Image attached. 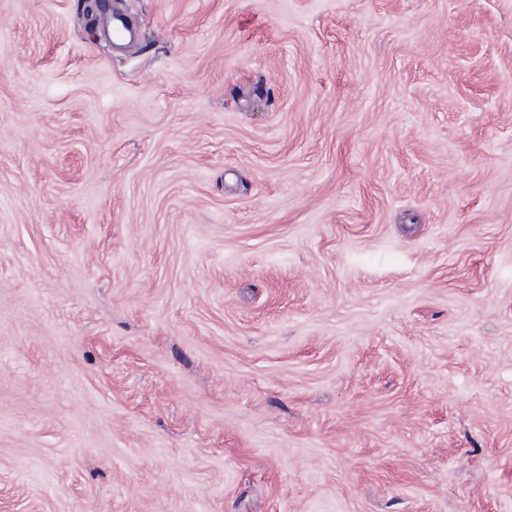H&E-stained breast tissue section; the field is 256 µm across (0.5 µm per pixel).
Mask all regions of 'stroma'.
Instances as JSON below:
<instances>
[{"label": "stroma", "mask_w": 512, "mask_h": 512, "mask_svg": "<svg viewBox=\"0 0 512 512\" xmlns=\"http://www.w3.org/2000/svg\"><path fill=\"white\" fill-rule=\"evenodd\" d=\"M0 0V512H512V0Z\"/></svg>", "instance_id": "1"}]
</instances>
